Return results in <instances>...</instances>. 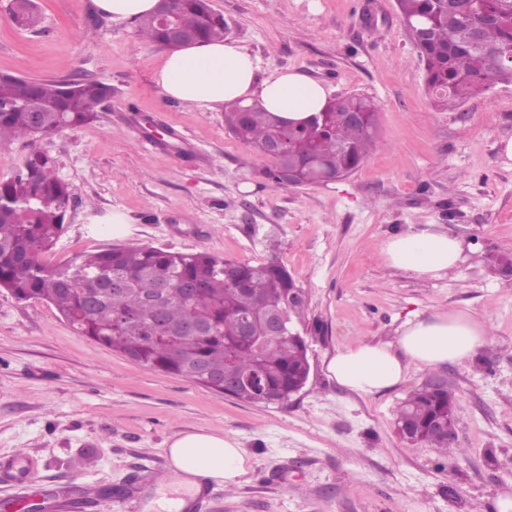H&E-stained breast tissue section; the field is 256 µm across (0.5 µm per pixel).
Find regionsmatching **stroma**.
Here are the masks:
<instances>
[{"label":"stroma","mask_w":512,"mask_h":512,"mask_svg":"<svg viewBox=\"0 0 512 512\" xmlns=\"http://www.w3.org/2000/svg\"><path fill=\"white\" fill-rule=\"evenodd\" d=\"M41 23L17 28L0 0V72L31 79L94 78L112 101L87 125L0 149V182L31 149L55 160L73 203L49 263L114 244L206 251L284 265L307 301L310 377L283 406L237 402L114 353L46 302L0 292V464L29 460L32 498L68 503L75 487L130 489L95 512H161L173 497L167 443L221 431L252 461L247 483L207 482L194 512H498L512 498V83L451 106L424 89V67L396 0H211L229 41L259 78L296 70L333 98L378 108L375 149L350 175L265 188L268 159L235 140L224 113L168 99L156 82L166 50L138 40L130 19L93 0H36ZM164 127V140L146 124ZM124 214L113 233L104 219ZM437 224L464 244L439 278L386 265L381 242ZM463 308L487 320L488 342L444 366L460 404L454 459L396 432V409L428 377L364 396L330 378L336 351L395 341L413 314ZM456 498H449V491Z\"/></svg>","instance_id":"obj_1"}]
</instances>
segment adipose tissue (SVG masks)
I'll return each mask as SVG.
<instances>
[{
  "instance_id": "adipose-tissue-1",
  "label": "adipose tissue",
  "mask_w": 512,
  "mask_h": 512,
  "mask_svg": "<svg viewBox=\"0 0 512 512\" xmlns=\"http://www.w3.org/2000/svg\"><path fill=\"white\" fill-rule=\"evenodd\" d=\"M156 81L172 99L210 110L224 103L259 98L277 115L302 121L322 111L328 90L306 74L286 70L258 79L253 57L232 42H204L169 50ZM387 264L404 272L438 278L458 267L464 248L459 239L427 224L389 237L381 244ZM489 339L485 319L466 309L435 312L405 322L396 341L361 342L339 350L327 370L350 391L374 395L403 381L410 366L437 368L459 364ZM179 486L195 491L201 480L241 485L249 456L220 432H185L166 450Z\"/></svg>"
}]
</instances>
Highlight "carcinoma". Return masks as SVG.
Listing matches in <instances>:
<instances>
[{
  "label": "carcinoma",
  "instance_id": "carcinoma-1",
  "mask_svg": "<svg viewBox=\"0 0 512 512\" xmlns=\"http://www.w3.org/2000/svg\"><path fill=\"white\" fill-rule=\"evenodd\" d=\"M425 70V90L440 105L477 96L491 85L512 83V0H397ZM9 14L21 29L38 26L35 0H11ZM179 25L200 41L224 38L228 24L210 0H178ZM138 36L165 42L163 26L146 14L136 18ZM112 99V85L99 80H37L0 75V146L32 142L94 121ZM362 112L354 125L345 112ZM325 119L290 134L288 155L271 160L268 187L286 184L278 168L309 161L300 184H318L331 174L354 171L378 142V110L363 96L344 107L330 101ZM283 118L261 104L241 113L230 134L253 152L283 130ZM71 190L54 161L35 151L24 169L0 182V290L20 301L42 300L81 336L145 367L180 376L239 402L283 405L307 383V344L297 328L307 301L288 271L274 261L241 263L206 251L190 253L144 245H113L50 266L43 255L64 231ZM279 311L285 331L245 335V324ZM455 394L427 379L397 410L396 426L412 444L453 455L463 452L436 433L440 422L458 423ZM113 490L85 491L73 508L94 507Z\"/></svg>",
  "mask_w": 512,
  "mask_h": 512
}]
</instances>
